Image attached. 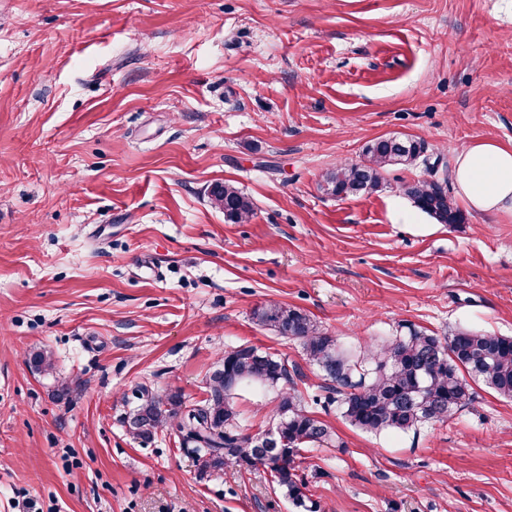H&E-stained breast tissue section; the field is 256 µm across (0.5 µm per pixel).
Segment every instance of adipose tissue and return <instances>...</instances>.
Here are the masks:
<instances>
[{"instance_id": "obj_1", "label": "adipose tissue", "mask_w": 512, "mask_h": 512, "mask_svg": "<svg viewBox=\"0 0 512 512\" xmlns=\"http://www.w3.org/2000/svg\"><path fill=\"white\" fill-rule=\"evenodd\" d=\"M466 207L480 213L512 215V148L492 140L468 145L453 173Z\"/></svg>"}]
</instances>
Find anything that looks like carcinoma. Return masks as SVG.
<instances>
[{
	"mask_svg": "<svg viewBox=\"0 0 512 512\" xmlns=\"http://www.w3.org/2000/svg\"><path fill=\"white\" fill-rule=\"evenodd\" d=\"M425 151L421 140L378 138L366 145L362 162L327 171L325 189L333 196L373 192L388 167L413 163ZM402 191L439 224L466 222L465 214L434 183H408ZM209 195L231 223H243L252 214L251 200L230 183L212 184ZM254 318L280 336L300 341L308 359L330 381L327 391L336 395L344 419L366 433L415 432L424 422L448 421L471 400L470 378L512 399V336L462 329L440 338L410 328L378 348L348 350L300 310L269 303L254 310ZM27 363L39 374L54 370L51 357L41 350L28 353ZM282 382L287 386L278 392L276 444L267 446L260 437L236 430L238 391L274 389ZM127 426L141 439L176 429L180 444L193 448L201 477L228 464L261 467L295 508L317 512L301 451L308 445L330 443L332 434L306 409L282 358L252 346L227 350L220 368L207 380L205 399L188 405L179 393L159 395L144 388Z\"/></svg>",
	"mask_w": 512,
	"mask_h": 512,
	"instance_id": "cac0c4a2",
	"label": "carcinoma"
}]
</instances>
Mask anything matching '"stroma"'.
Returning a JSON list of instances; mask_svg holds the SVG:
<instances>
[{
  "instance_id": "obj_1",
  "label": "stroma",
  "mask_w": 512,
  "mask_h": 512,
  "mask_svg": "<svg viewBox=\"0 0 512 512\" xmlns=\"http://www.w3.org/2000/svg\"><path fill=\"white\" fill-rule=\"evenodd\" d=\"M385 136L425 160L326 194ZM480 139L512 147V0H0V512H296L263 471L199 477L175 430L133 437L136 395L199 402L242 345L317 394L300 343L253 318L273 301L343 347L512 336V216L439 224L401 190L456 198ZM277 404L246 393L241 431ZM313 412L335 437L303 453L319 512H512V400L482 383L414 433ZM211 203L224 211L225 220L239 224L247 221L253 211V203L236 187L226 182H216L209 190Z\"/></svg>"
}]
</instances>
